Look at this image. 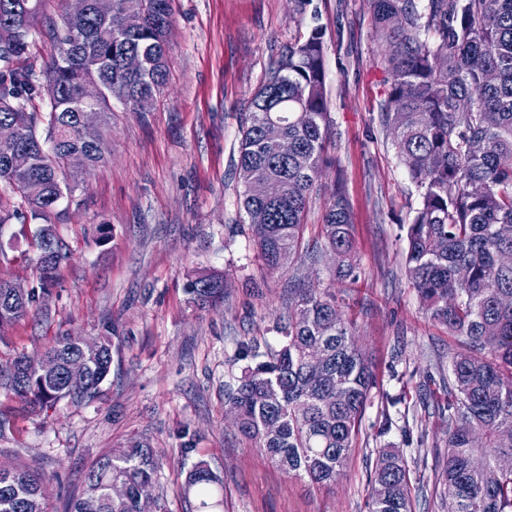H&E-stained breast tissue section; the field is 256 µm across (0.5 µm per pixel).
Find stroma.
Here are the masks:
<instances>
[{
  "label": "stroma",
  "mask_w": 512,
  "mask_h": 512,
  "mask_svg": "<svg viewBox=\"0 0 512 512\" xmlns=\"http://www.w3.org/2000/svg\"><path fill=\"white\" fill-rule=\"evenodd\" d=\"M166 88L149 112L112 105L105 160L84 171L56 226L68 258L46 302L0 334V358L44 352L62 335L112 339V369L96 397L31 412L0 390L13 429L0 464L47 476L48 512H68L97 459L132 439L159 458L164 512H197L186 488L205 462L224 480L216 512H368L367 469L382 448L417 464L412 512H440L434 486L448 437L450 359L462 344L423 310L402 253L418 197L382 122L389 92L367 0H172ZM325 34L329 157L312 190L303 243L322 240V215L343 181L356 277L333 282V264L269 271L239 205L241 121L299 31ZM35 224L0 226V277L40 288ZM219 276L224 303L199 308V275ZM333 288L372 364L376 386L346 474L317 489L286 474L239 436L224 392L244 367L241 342L278 348L273 325L288 312L287 282ZM406 390V404L384 396Z\"/></svg>",
  "instance_id": "35a3bbf8"
}]
</instances>
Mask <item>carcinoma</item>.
Returning <instances> with one entry per match:
<instances>
[{"label": "carcinoma", "mask_w": 512, "mask_h": 512, "mask_svg": "<svg viewBox=\"0 0 512 512\" xmlns=\"http://www.w3.org/2000/svg\"><path fill=\"white\" fill-rule=\"evenodd\" d=\"M171 0H113L112 16L94 4L77 17L61 14L45 34L58 55L41 74L26 64L44 0H0V123L19 130L15 146L0 145V224L41 221V291L24 298L0 277V334L42 306L62 252L52 217L75 198L77 173L104 159L103 146L83 141L78 128L81 89L89 80L103 89L96 108L104 128L112 101L131 112L149 111L167 84V33ZM376 19L391 77L384 125L393 135L401 165L418 193L407 231L406 266L430 318L463 338L450 360L448 443L436 483L449 491L443 512H512V474L498 461L512 456V0H367ZM126 12L143 14L132 32L121 27ZM137 53L143 68L129 72L123 58ZM325 43L315 26L288 46L277 69L251 98L242 123L239 194L248 228L271 271L299 258L315 180L325 164L331 124L325 93ZM288 139V157L266 140L267 123ZM29 153L26 170L10 166L14 148ZM274 187L266 198L249 187ZM350 215L341 184L331 193L323 224V247L336 256L333 277L353 272ZM203 305L224 299L221 280L197 278L190 288ZM288 319L277 320V349L240 345L249 361L224 398L236 414L239 435L255 443L288 474L318 488L345 474L353 441L375 385L371 365L353 340L351 323L334 295L319 288L295 289ZM47 353L64 364L75 355L88 362L86 390L68 389L63 372L45 377L35 357L0 361V388L33 411L68 398L80 403L98 393L112 367L110 340L80 342L61 336ZM157 453L130 440L103 455L85 479L69 512H161L159 497L144 500L139 487L156 482ZM412 470L395 450L379 452L370 471L369 512H411ZM127 494L112 499V483ZM44 477L28 471L0 475V512H46ZM199 508L220 505V479L200 462L188 477Z\"/></svg>", "instance_id": "cac0c4a2"}]
</instances>
